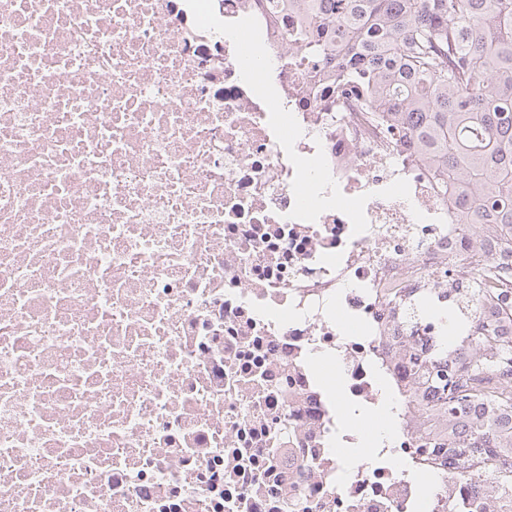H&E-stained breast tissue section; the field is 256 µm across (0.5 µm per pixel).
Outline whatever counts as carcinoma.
Segmentation results:
<instances>
[{
    "label": "carcinoma",
    "mask_w": 512,
    "mask_h": 512,
    "mask_svg": "<svg viewBox=\"0 0 512 512\" xmlns=\"http://www.w3.org/2000/svg\"><path fill=\"white\" fill-rule=\"evenodd\" d=\"M292 14L290 49L314 74L308 86L325 112L356 85L369 111L385 115L458 202V223L476 244L502 235L512 245V0H258ZM483 282L430 302L441 321L433 350L418 364L438 397L446 451L475 466L499 452L502 480L512 468V340L448 339V313L461 320L494 302Z\"/></svg>",
    "instance_id": "obj_1"
}]
</instances>
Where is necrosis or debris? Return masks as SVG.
I'll use <instances>...</instances> for the list:
<instances>
[{
    "instance_id": "obj_1",
    "label": "necrosis or debris",
    "mask_w": 512,
    "mask_h": 512,
    "mask_svg": "<svg viewBox=\"0 0 512 512\" xmlns=\"http://www.w3.org/2000/svg\"><path fill=\"white\" fill-rule=\"evenodd\" d=\"M290 26L0 0V512L480 507L496 461L417 454L410 353L485 254L360 97L319 111ZM385 390L392 443L348 460Z\"/></svg>"
}]
</instances>
